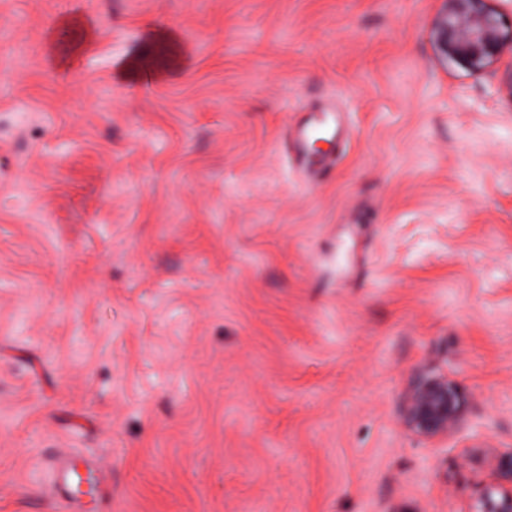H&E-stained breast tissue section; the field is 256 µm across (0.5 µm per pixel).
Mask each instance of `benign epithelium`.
<instances>
[{"mask_svg":"<svg viewBox=\"0 0 512 512\" xmlns=\"http://www.w3.org/2000/svg\"><path fill=\"white\" fill-rule=\"evenodd\" d=\"M500 12L488 0H446L434 27V41L445 59L478 70L500 54L505 41ZM465 423V397L448 376L421 370L408 390L403 425L426 439H441ZM466 512H512V450L499 456L496 476L484 484Z\"/></svg>","mask_w":512,"mask_h":512,"instance_id":"7a95c632","label":"benign epithelium"}]
</instances>
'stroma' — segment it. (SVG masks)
Wrapping results in <instances>:
<instances>
[{
  "label": "stroma",
  "mask_w": 512,
  "mask_h": 512,
  "mask_svg": "<svg viewBox=\"0 0 512 512\" xmlns=\"http://www.w3.org/2000/svg\"><path fill=\"white\" fill-rule=\"evenodd\" d=\"M442 5L0 0V512L70 452L107 512H463L512 448V47L440 59ZM152 27L187 66L120 80ZM330 103L309 189L284 141ZM465 423V397L448 375L421 370L408 390L403 425L426 439L448 438Z\"/></svg>",
  "instance_id": "stroma-1"
}]
</instances>
